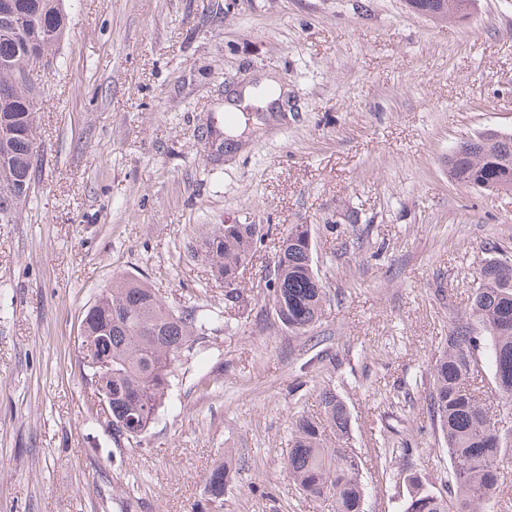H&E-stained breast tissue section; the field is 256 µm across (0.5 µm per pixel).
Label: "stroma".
I'll use <instances>...</instances> for the list:
<instances>
[{
    "label": "stroma",
    "instance_id": "1",
    "mask_svg": "<svg viewBox=\"0 0 512 512\" xmlns=\"http://www.w3.org/2000/svg\"><path fill=\"white\" fill-rule=\"evenodd\" d=\"M65 7L36 75V178L0 224V512H333L284 468L325 389L349 412L366 512H402L410 473L442 489L430 367L488 248L512 258V192L453 182L448 154L512 133V0H476L463 21L408 0ZM271 85L277 100L221 148L225 104ZM211 224L267 232L245 305L189 256ZM292 224L310 225L327 292L303 336L262 292ZM123 276L213 318L135 441L89 415L80 349L85 309ZM227 457L214 501L206 478Z\"/></svg>",
    "mask_w": 512,
    "mask_h": 512
}]
</instances>
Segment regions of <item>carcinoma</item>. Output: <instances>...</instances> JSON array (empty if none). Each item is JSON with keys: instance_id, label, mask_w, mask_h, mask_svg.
I'll list each match as a JSON object with an SVG mask.
<instances>
[{"instance_id": "carcinoma-1", "label": "carcinoma", "mask_w": 512, "mask_h": 512, "mask_svg": "<svg viewBox=\"0 0 512 512\" xmlns=\"http://www.w3.org/2000/svg\"><path fill=\"white\" fill-rule=\"evenodd\" d=\"M64 0H0V218L16 223L35 178L37 149L32 60L54 63L69 24ZM431 17L453 19L451 0H410ZM22 29L23 35L15 34ZM448 175L489 192L512 191V134L483 130L448 154ZM251 224H216L192 250L214 280L252 263L257 243ZM314 242L307 224H293L278 242L267 291L279 323L296 334L319 320L326 301L313 265ZM479 287L468 310L448 333L447 346L430 368L429 413L443 435L449 467L445 492L428 488L418 475L405 478L403 512H494L503 496L500 461L512 458V434L496 428V414L481 402L476 379L487 357L498 399L512 403V266L496 256L481 261ZM212 317L194 304L167 307L154 289L118 278L85 310L81 325L86 351L106 363L112 392V431L137 438L157 419L178 368ZM323 419L296 425L285 469L314 502L336 512H364L361 460L328 446L327 422L340 440L349 415L336 393L320 394ZM229 461L206 478L208 495L224 496Z\"/></svg>"}]
</instances>
